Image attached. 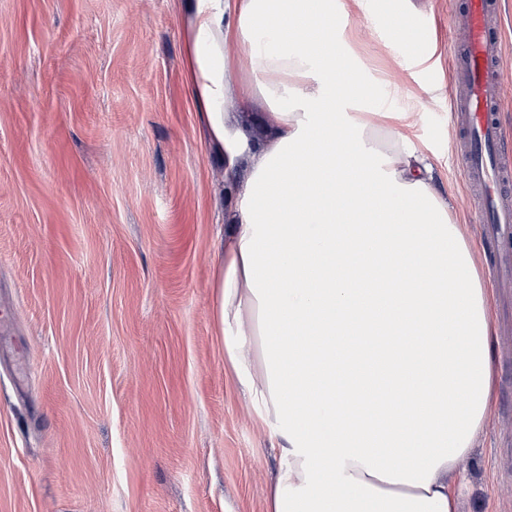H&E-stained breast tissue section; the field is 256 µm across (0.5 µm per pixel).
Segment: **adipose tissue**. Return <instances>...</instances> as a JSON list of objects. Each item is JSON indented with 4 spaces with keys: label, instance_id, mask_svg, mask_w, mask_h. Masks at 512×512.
I'll return each instance as SVG.
<instances>
[{
    "label": "adipose tissue",
    "instance_id": "obj_1",
    "mask_svg": "<svg viewBox=\"0 0 512 512\" xmlns=\"http://www.w3.org/2000/svg\"><path fill=\"white\" fill-rule=\"evenodd\" d=\"M182 3L185 79L234 178L215 320L280 452L267 512H457L495 374L454 193L410 113L338 82L333 0Z\"/></svg>",
    "mask_w": 512,
    "mask_h": 512
}]
</instances>
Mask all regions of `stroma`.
<instances>
[{
  "instance_id": "stroma-1",
  "label": "stroma",
  "mask_w": 512,
  "mask_h": 512,
  "mask_svg": "<svg viewBox=\"0 0 512 512\" xmlns=\"http://www.w3.org/2000/svg\"><path fill=\"white\" fill-rule=\"evenodd\" d=\"M336 8L369 110L411 113L481 253L496 390L459 512H512V276L448 105L465 0ZM184 38L178 0H0V512H267L277 461L213 317L228 183Z\"/></svg>"
}]
</instances>
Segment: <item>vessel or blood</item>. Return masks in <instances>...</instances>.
<instances>
[{
  "instance_id": "1",
  "label": "vessel or blood",
  "mask_w": 512,
  "mask_h": 512,
  "mask_svg": "<svg viewBox=\"0 0 512 512\" xmlns=\"http://www.w3.org/2000/svg\"><path fill=\"white\" fill-rule=\"evenodd\" d=\"M495 0H467V39L454 54L449 108L464 134L461 158L468 185L481 191L479 218L512 242V153L501 144L500 65L505 43L493 23Z\"/></svg>"
}]
</instances>
